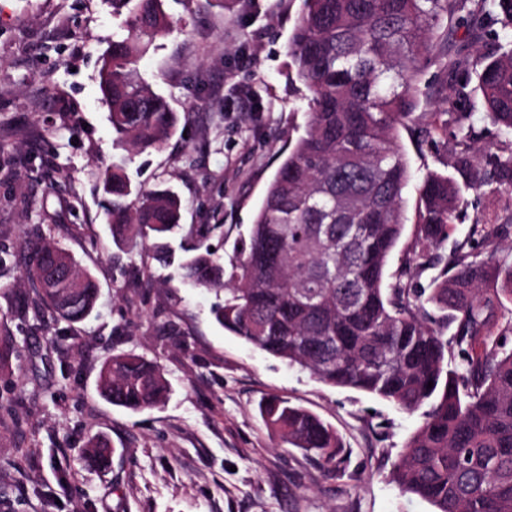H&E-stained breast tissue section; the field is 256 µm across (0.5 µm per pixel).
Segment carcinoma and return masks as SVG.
Instances as JSON below:
<instances>
[{
	"mask_svg": "<svg viewBox=\"0 0 512 512\" xmlns=\"http://www.w3.org/2000/svg\"><path fill=\"white\" fill-rule=\"evenodd\" d=\"M130 14L128 35L102 59L100 88L116 140L134 151L163 146L177 118L138 73L142 54L168 30L162 0H112ZM465 24L488 51L471 58L452 28ZM294 80L309 96L304 133L265 190L248 240L230 270L210 251L221 224L186 231L182 279L224 298L215 320L255 349L298 365L316 380L372 394L423 421L392 472L405 494L435 512H512V224H473L452 238L463 192L495 183L512 193V0H303L288 45ZM439 65L440 103L454 129L453 169H425L418 186L413 240L401 272L388 274L407 217L411 179L400 129L423 141L436 128L414 116L424 64ZM481 97L497 141L486 169L471 173L477 132L458 107ZM112 242L149 245L171 257L181 199L170 189L141 192L124 162L98 174ZM451 244L449 255L438 249ZM72 275L29 261L24 277L38 312L78 323L95 309L96 279L69 258ZM433 270L428 285L421 275ZM438 316L428 321V309ZM433 386H428V382ZM98 386L112 405L140 412L163 405L171 386L162 367L135 354L114 355ZM282 443L334 466L344 445L329 425L280 396L259 406ZM88 464L111 457L108 442L88 440Z\"/></svg>",
	"mask_w": 512,
	"mask_h": 512,
	"instance_id": "cac0c4a2",
	"label": "carcinoma"
}]
</instances>
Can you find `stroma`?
Returning <instances> with one entry per match:
<instances>
[{"label":"stroma","mask_w":512,"mask_h":512,"mask_svg":"<svg viewBox=\"0 0 512 512\" xmlns=\"http://www.w3.org/2000/svg\"><path fill=\"white\" fill-rule=\"evenodd\" d=\"M168 34L140 59L178 132L159 150L114 143L99 87L103 53L128 34L110 0H0V512H434L390 480L421 423L375 396L326 385L213 319L214 293L183 285L149 248L112 242L95 175L128 158L133 184L172 188L184 227L220 224L225 261L247 238L290 140L307 121L288 43L302 0H163ZM412 169L450 171L455 141L402 135ZM470 224H511L512 193L466 192ZM49 238L95 276L92 317L51 325L23 279L27 244ZM157 361L168 402L133 413L97 391L103 363ZM288 398L331 425L347 454L324 467L282 447L260 402ZM104 437L107 470L81 457Z\"/></svg>","instance_id":"stroma-1"}]
</instances>
